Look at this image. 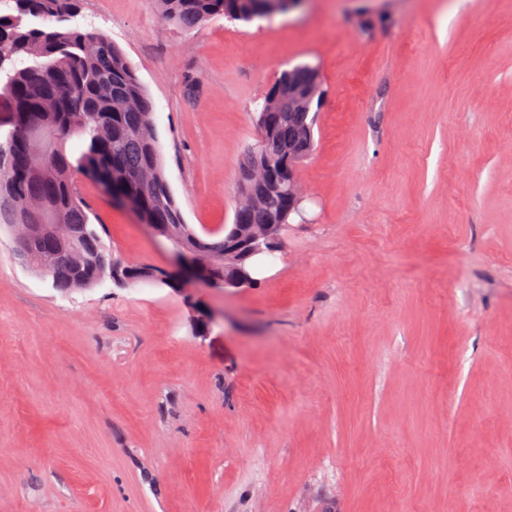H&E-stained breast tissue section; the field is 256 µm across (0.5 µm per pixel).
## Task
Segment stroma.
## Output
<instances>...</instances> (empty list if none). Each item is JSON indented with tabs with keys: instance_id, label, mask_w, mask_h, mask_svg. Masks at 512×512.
Instances as JSON below:
<instances>
[{
	"instance_id": "stroma-1",
	"label": "stroma",
	"mask_w": 512,
	"mask_h": 512,
	"mask_svg": "<svg viewBox=\"0 0 512 512\" xmlns=\"http://www.w3.org/2000/svg\"><path fill=\"white\" fill-rule=\"evenodd\" d=\"M76 21L125 52L199 232L232 223L282 71L325 96L303 215L249 287L63 296L0 232V512H512V0ZM74 179L113 256L173 269Z\"/></svg>"
}]
</instances>
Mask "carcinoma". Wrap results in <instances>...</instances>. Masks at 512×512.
<instances>
[{"mask_svg": "<svg viewBox=\"0 0 512 512\" xmlns=\"http://www.w3.org/2000/svg\"><path fill=\"white\" fill-rule=\"evenodd\" d=\"M80 0H0V98L8 99L26 122L43 131L36 148L15 143L13 131L0 132V149L9 153L8 167L0 168V195L9 194L11 209L0 208V229L35 224L32 207L44 203L68 226V243L46 237L37 246L44 267L26 263L60 293L93 288L109 279L117 286L160 282L178 287L175 277L156 268L126 263L114 256L92 227L90 209L80 197L74 173L100 174L110 183V194L124 196L149 224H168L172 245L206 261L208 275L222 280L237 274L224 260V232L200 236L186 224L165 177L156 135L153 105L125 53L103 33L72 20ZM162 19L193 29L216 16L249 22L268 17L278 0H155ZM300 86L319 83L310 64L283 72L264 97L267 129L281 153L264 156L255 143L239 165L237 194L253 197L236 205L232 225L290 224L288 183L277 179L288 152L303 159L314 150V98L288 102L281 93L288 80ZM267 159L271 188L253 195L247 173ZM152 170V192L142 190L138 176ZM76 249L81 265L56 261L63 248Z\"/></svg>", "mask_w": 512, "mask_h": 512, "instance_id": "cac0c4a2", "label": "carcinoma"}]
</instances>
